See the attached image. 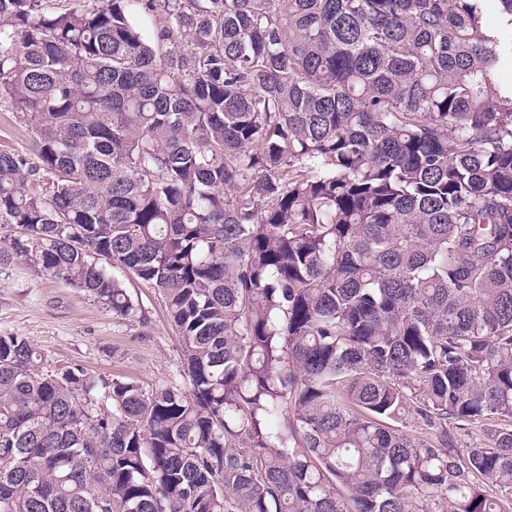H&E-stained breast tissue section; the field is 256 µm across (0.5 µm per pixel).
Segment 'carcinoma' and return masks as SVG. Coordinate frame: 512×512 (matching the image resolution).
<instances>
[{
	"instance_id": "carcinoma-1",
	"label": "carcinoma",
	"mask_w": 512,
	"mask_h": 512,
	"mask_svg": "<svg viewBox=\"0 0 512 512\" xmlns=\"http://www.w3.org/2000/svg\"><path fill=\"white\" fill-rule=\"evenodd\" d=\"M43 2L0 0V266L125 318L128 269L183 383L0 333V512H501L512 0ZM0 150H7L26 156L36 162L30 133L21 127L11 112L0 109ZM464 429H455L451 427L454 433V442L456 449L465 454L467 448H471L475 443L479 442L483 435V423H474L463 426Z\"/></svg>"
}]
</instances>
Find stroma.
<instances>
[{"instance_id": "35a3bbf8", "label": "stroma", "mask_w": 512, "mask_h": 512, "mask_svg": "<svg viewBox=\"0 0 512 512\" xmlns=\"http://www.w3.org/2000/svg\"><path fill=\"white\" fill-rule=\"evenodd\" d=\"M140 311L118 317L79 289L27 264L0 267V333L27 337L57 369L81 365L104 378L181 382V338L157 290L114 269Z\"/></svg>"}]
</instances>
